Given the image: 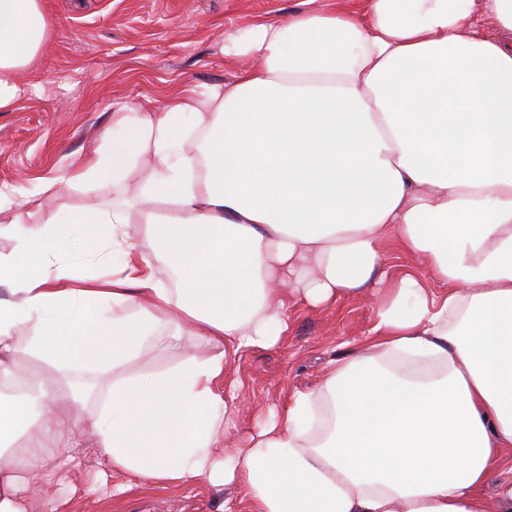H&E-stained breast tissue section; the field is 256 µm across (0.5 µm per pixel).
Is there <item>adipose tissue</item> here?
Listing matches in <instances>:
<instances>
[{
	"mask_svg": "<svg viewBox=\"0 0 512 512\" xmlns=\"http://www.w3.org/2000/svg\"><path fill=\"white\" fill-rule=\"evenodd\" d=\"M360 2L226 33L225 59L257 67L120 119L68 180L99 191L146 161L141 236L97 204L46 231L0 190V380L24 387L0 396V512H32L82 445L128 487L234 486L252 512H512V0ZM47 36L40 0H0V111ZM393 246L423 274L391 275ZM71 247L97 273L73 275ZM378 286L364 347L224 453L234 361L284 341L289 305ZM32 324L31 350L96 372L92 422L14 363ZM151 343L179 364L125 373Z\"/></svg>",
	"mask_w": 512,
	"mask_h": 512,
	"instance_id": "obj_1",
	"label": "adipose tissue"
}]
</instances>
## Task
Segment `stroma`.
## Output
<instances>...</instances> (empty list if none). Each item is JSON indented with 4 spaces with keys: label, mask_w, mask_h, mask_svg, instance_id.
Segmentation results:
<instances>
[{
    "label": "stroma",
    "mask_w": 512,
    "mask_h": 512,
    "mask_svg": "<svg viewBox=\"0 0 512 512\" xmlns=\"http://www.w3.org/2000/svg\"><path fill=\"white\" fill-rule=\"evenodd\" d=\"M49 21L47 43L21 75L22 94L13 109L0 112V188L29 199V222L44 227L51 215L91 202L137 205L142 183L122 181L103 193L68 183L96 149L112 139L113 114L155 111L180 87L206 90L233 80L245 61L224 60L219 34L259 20H285L305 7L304 0H41ZM62 185L42 203L40 185ZM376 302L359 296L335 307L288 312L285 341L247 352L233 377L244 392L233 419L239 435L255 427L259 413L282 406L297 390L318 388L328 362L359 347L373 325ZM14 360L38 375H55L53 395L79 394V412L92 421L102 399L82 392L95 374L72 367L56 376L54 367L19 344ZM239 500L236 487L216 493L202 484L166 489L143 485L122 494L114 480L94 490L79 489L73 512H219L224 498Z\"/></svg>",
    "instance_id": "1"
}]
</instances>
